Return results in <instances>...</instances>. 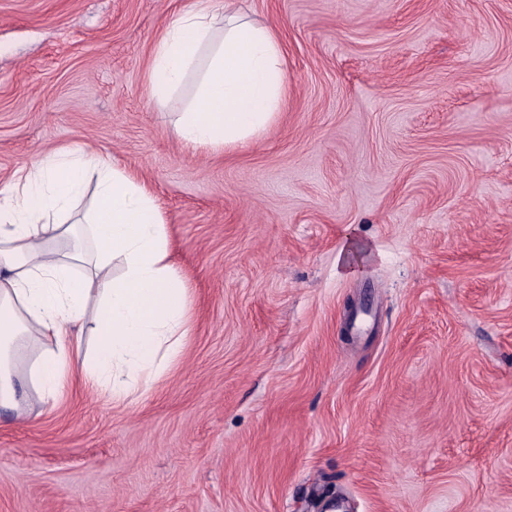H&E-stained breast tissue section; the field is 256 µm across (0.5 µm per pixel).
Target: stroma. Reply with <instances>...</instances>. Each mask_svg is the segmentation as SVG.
I'll return each mask as SVG.
<instances>
[{"label": "stroma", "instance_id": "obj_1", "mask_svg": "<svg viewBox=\"0 0 512 512\" xmlns=\"http://www.w3.org/2000/svg\"><path fill=\"white\" fill-rule=\"evenodd\" d=\"M193 2L0 0V185L136 173L193 308L132 406L0 413V512H512V0H242L290 92L217 152L146 92Z\"/></svg>", "mask_w": 512, "mask_h": 512}]
</instances>
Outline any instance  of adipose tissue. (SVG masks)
<instances>
[{
  "label": "adipose tissue",
  "instance_id": "ef3b65f1",
  "mask_svg": "<svg viewBox=\"0 0 512 512\" xmlns=\"http://www.w3.org/2000/svg\"><path fill=\"white\" fill-rule=\"evenodd\" d=\"M188 82L174 123L184 146L230 150L257 138L288 100L280 32L237 0L177 13L154 44L146 89L162 104ZM91 171L93 206L52 223L71 214ZM191 329L189 289L145 184L63 147L0 187V408L20 410L22 387L53 405L78 386L134 404L181 360ZM89 337L74 371L72 353Z\"/></svg>",
  "mask_w": 512,
  "mask_h": 512
}]
</instances>
